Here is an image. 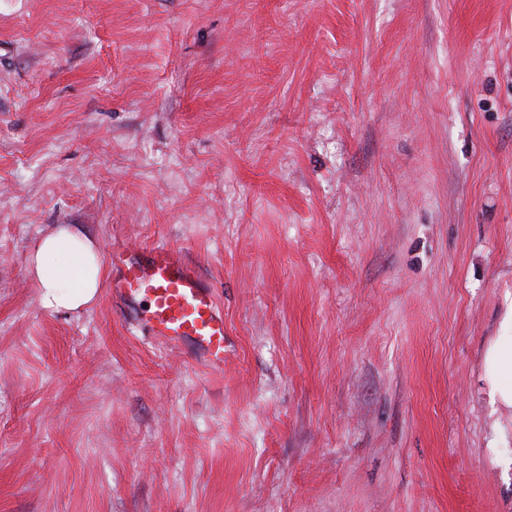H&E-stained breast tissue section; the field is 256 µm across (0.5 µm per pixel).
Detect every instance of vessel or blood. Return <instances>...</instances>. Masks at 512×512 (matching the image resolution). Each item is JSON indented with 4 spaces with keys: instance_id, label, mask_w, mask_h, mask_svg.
Masks as SVG:
<instances>
[{
    "instance_id": "vessel-or-blood-1",
    "label": "vessel or blood",
    "mask_w": 512,
    "mask_h": 512,
    "mask_svg": "<svg viewBox=\"0 0 512 512\" xmlns=\"http://www.w3.org/2000/svg\"><path fill=\"white\" fill-rule=\"evenodd\" d=\"M109 293L132 324L162 345L220 370L228 346L224 311L196 263L177 247L112 250Z\"/></svg>"
}]
</instances>
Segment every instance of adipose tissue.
Masks as SVG:
<instances>
[{"instance_id":"adipose-tissue-1","label":"adipose tissue","mask_w":512,"mask_h":512,"mask_svg":"<svg viewBox=\"0 0 512 512\" xmlns=\"http://www.w3.org/2000/svg\"><path fill=\"white\" fill-rule=\"evenodd\" d=\"M28 273L40 290L44 308L80 311L95 301L102 286L101 249L76 227L58 225L37 240ZM484 373L501 405L512 409V311L485 351Z\"/></svg>"}]
</instances>
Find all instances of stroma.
Returning a JSON list of instances; mask_svg holds the SVG:
<instances>
[{
	"mask_svg": "<svg viewBox=\"0 0 512 512\" xmlns=\"http://www.w3.org/2000/svg\"><path fill=\"white\" fill-rule=\"evenodd\" d=\"M183 247L223 371L29 250ZM512 0H0V512H512ZM28 273L40 289L44 308L80 311L95 301L102 286L101 249L76 227L58 225L37 240ZM485 378L501 405L512 409V307L484 356Z\"/></svg>",
	"mask_w": 512,
	"mask_h": 512,
	"instance_id": "stroma-1",
	"label": "stroma"
}]
</instances>
